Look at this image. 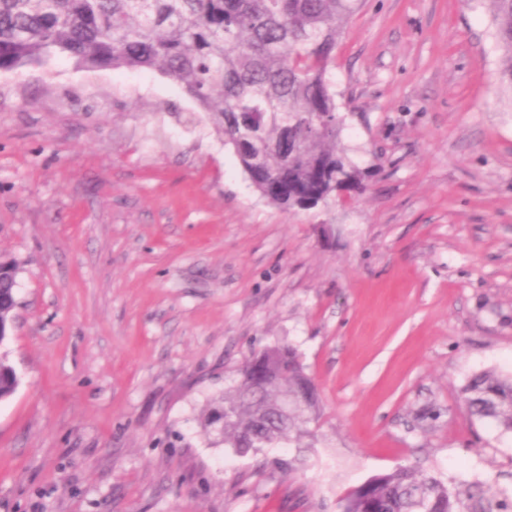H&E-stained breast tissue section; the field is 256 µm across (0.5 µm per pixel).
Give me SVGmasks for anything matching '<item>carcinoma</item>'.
Instances as JSON below:
<instances>
[{"instance_id":"obj_1","label":"carcinoma","mask_w":512,"mask_h":512,"mask_svg":"<svg viewBox=\"0 0 512 512\" xmlns=\"http://www.w3.org/2000/svg\"><path fill=\"white\" fill-rule=\"evenodd\" d=\"M512 88V0H489ZM358 0H0V70L65 54L84 68L159 69L199 104L268 202L309 210L362 189L363 173L337 148L342 125L328 68ZM0 341L15 309L18 264L1 259ZM0 357V401L16 391ZM470 416L512 434V373L483 372L462 388ZM305 402L288 412L284 395ZM320 410L312 378L289 345L264 349L209 407L224 445L242 456L310 435ZM506 512L492 485L449 487L434 472L400 466L339 501V512Z\"/></svg>"}]
</instances>
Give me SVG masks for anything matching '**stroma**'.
<instances>
[{"label": "stroma", "instance_id": "35a3bbf8", "mask_svg": "<svg viewBox=\"0 0 512 512\" xmlns=\"http://www.w3.org/2000/svg\"><path fill=\"white\" fill-rule=\"evenodd\" d=\"M489 0H364L329 78L364 191L285 212L157 70L0 72V512H338L411 465L512 495L460 389L512 371V89ZM319 393L304 447L203 425L264 348ZM295 458L296 470L272 467ZM7 270L10 272V276L0 278V326L1 333L3 331L5 336L0 335V341H4L11 329L13 322V312L15 309V288L16 278L18 273V264L12 259L0 260V270Z\"/></svg>", "mask_w": 512, "mask_h": 512}]
</instances>
